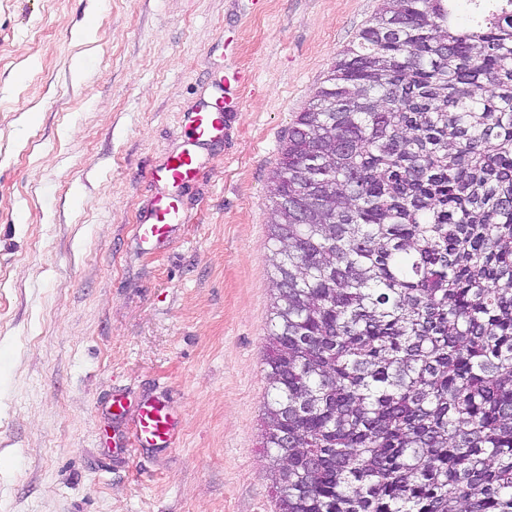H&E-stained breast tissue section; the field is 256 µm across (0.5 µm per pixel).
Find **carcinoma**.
<instances>
[{"instance_id": "1", "label": "carcinoma", "mask_w": 512, "mask_h": 512, "mask_svg": "<svg viewBox=\"0 0 512 512\" xmlns=\"http://www.w3.org/2000/svg\"><path fill=\"white\" fill-rule=\"evenodd\" d=\"M271 177L282 512H512V0H382Z\"/></svg>"}]
</instances>
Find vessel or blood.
<instances>
[{"label": "vessel or blood", "instance_id": "obj_1", "mask_svg": "<svg viewBox=\"0 0 512 512\" xmlns=\"http://www.w3.org/2000/svg\"><path fill=\"white\" fill-rule=\"evenodd\" d=\"M232 109L233 100L228 97L223 108H201L190 113L189 144L167 157L160 169L152 171V178L166 180L178 189L187 186L196 175L198 148L221 143L227 123L226 114ZM182 222L183 216L175 197L157 199L140 213L139 237L152 246H162ZM135 428L137 442L143 448L172 447L178 434L176 415L167 401L159 399L140 402L136 409Z\"/></svg>", "mask_w": 512, "mask_h": 512}]
</instances>
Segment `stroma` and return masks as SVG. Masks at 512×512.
<instances>
[{
	"mask_svg": "<svg viewBox=\"0 0 512 512\" xmlns=\"http://www.w3.org/2000/svg\"><path fill=\"white\" fill-rule=\"evenodd\" d=\"M382 0H0V512H281L268 473L269 179ZM238 69L160 249L148 177ZM167 396L139 448L114 397ZM136 438L141 448H171L178 434L177 417L166 400L146 399L136 408Z\"/></svg>",
	"mask_w": 512,
	"mask_h": 512,
	"instance_id": "obj_1",
	"label": "stroma"
}]
</instances>
